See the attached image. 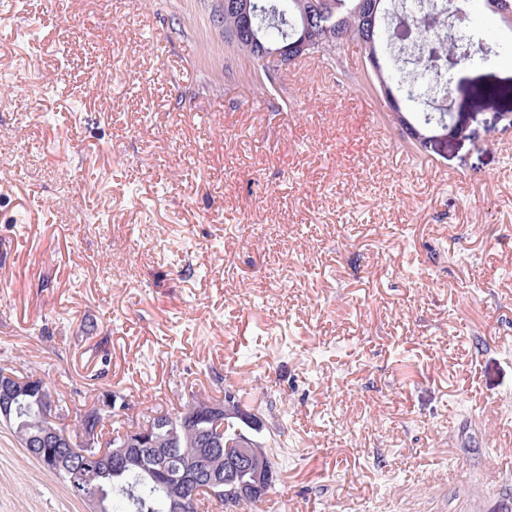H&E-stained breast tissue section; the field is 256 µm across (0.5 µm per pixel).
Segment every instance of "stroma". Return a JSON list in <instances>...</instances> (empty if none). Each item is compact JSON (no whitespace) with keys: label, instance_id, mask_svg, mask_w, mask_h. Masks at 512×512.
I'll return each mask as SVG.
<instances>
[{"label":"stroma","instance_id":"35a3bbf8","mask_svg":"<svg viewBox=\"0 0 512 512\" xmlns=\"http://www.w3.org/2000/svg\"><path fill=\"white\" fill-rule=\"evenodd\" d=\"M220 12L0 0V368L137 422L234 387L264 512H512V100L451 83L424 150L357 46L263 88ZM0 512L88 509L0 424Z\"/></svg>","mask_w":512,"mask_h":512}]
</instances>
